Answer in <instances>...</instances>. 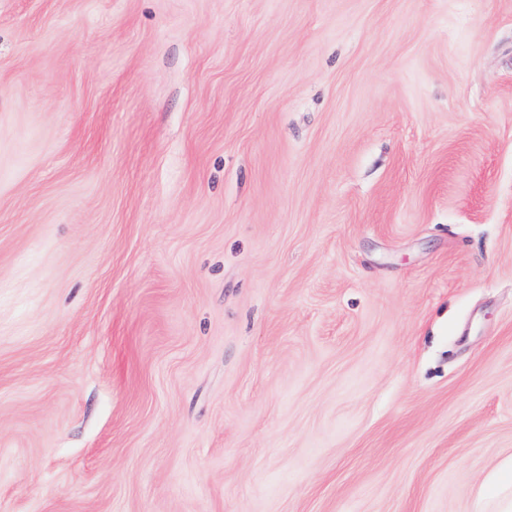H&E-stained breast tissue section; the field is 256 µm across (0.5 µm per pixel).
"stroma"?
I'll list each match as a JSON object with an SVG mask.
<instances>
[{
  "instance_id": "stroma-1",
  "label": "stroma",
  "mask_w": 512,
  "mask_h": 512,
  "mask_svg": "<svg viewBox=\"0 0 512 512\" xmlns=\"http://www.w3.org/2000/svg\"><path fill=\"white\" fill-rule=\"evenodd\" d=\"M512 453V0H0V512H471Z\"/></svg>"
}]
</instances>
